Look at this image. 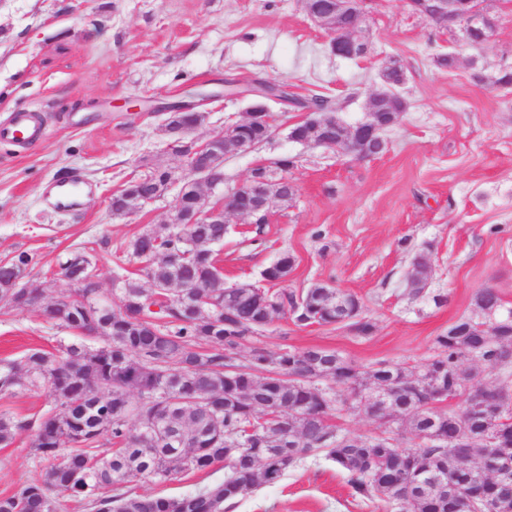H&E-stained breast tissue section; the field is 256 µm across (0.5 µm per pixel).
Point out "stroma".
<instances>
[{
    "mask_svg": "<svg viewBox=\"0 0 512 512\" xmlns=\"http://www.w3.org/2000/svg\"><path fill=\"white\" fill-rule=\"evenodd\" d=\"M496 20L486 44L459 42L413 15L406 0H367L363 57L332 54L328 34L300 0H0V121L24 107L47 135L31 149L0 144V260L33 255L30 279L45 300L68 291L58 261L77 247L95 249L98 284L112 289L128 241L167 219L176 191L125 217L110 200L131 178L158 164L180 170L162 124L170 107L210 94L198 137L242 119L260 80L299 95L319 93L349 123L362 120L379 72L398 61L408 109L385 131L386 150L358 160L288 137L303 112L281 113L265 143L224 161L231 188L258 164L293 158L296 195L274 209L263 232L233 217L218 257L225 285L261 284L281 254L294 259L285 283L298 291L329 282L356 295L373 330L299 326L276 318L257 340L270 351L322 347L360 368L380 361L420 368L434 339L474 313L482 288L512 309V90L493 79L512 70V0H486ZM454 53L452 70L438 53ZM78 183L79 201L54 200L56 184ZM431 258L426 286L410 295L416 254ZM80 337L46 323L37 308L0 310V360L30 348L56 351ZM29 434L0 446V496L37 479ZM223 465L157 483L140 494L177 497L223 481ZM233 512H383L352 495L349 477L325 458H309L277 485L241 498Z\"/></svg>",
    "mask_w": 512,
    "mask_h": 512,
    "instance_id": "35a3bbf8",
    "label": "stroma"
}]
</instances>
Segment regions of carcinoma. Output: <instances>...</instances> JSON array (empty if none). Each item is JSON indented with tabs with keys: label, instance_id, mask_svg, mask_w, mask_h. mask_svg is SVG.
Instances as JSON below:
<instances>
[{
	"label": "carcinoma",
	"instance_id": "carcinoma-1",
	"mask_svg": "<svg viewBox=\"0 0 512 512\" xmlns=\"http://www.w3.org/2000/svg\"><path fill=\"white\" fill-rule=\"evenodd\" d=\"M292 106L308 111L288 135L309 136V119L331 111L329 98L284 93ZM237 140L256 146L268 135L261 126L233 122ZM168 168L156 166L130 180L112 196V213L135 212L124 207L127 191L152 193ZM226 224H162L129 242L128 263L137 277L119 267L112 304L104 306L98 285L77 273L98 262L85 247L71 250L59 262L70 282L69 293L42 309L46 322L62 329L95 332L104 344L61 345L54 352L31 348L18 359L0 364V395L44 391L49 408L22 416L0 411V445L16 435H31L33 455L42 465L39 479L0 498V512H65L64 500L86 501L88 512H228L238 500L265 486L278 484L288 470L307 458L325 457L350 476L353 494L381 503L385 512H512V479L495 477L487 463L512 460V421L500 422L504 396L512 391V366L487 394L484 406L459 412L436 404L472 388L477 360L498 367L503 349L512 347V309L499 293L483 288L474 298L481 317H462L434 339L436 355L417 374L402 364L378 362L360 370L334 351L318 347L273 353L261 344L250 347L249 365L228 362L249 339L260 334V288L253 284L224 287L213 245L224 241ZM33 256L23 251L0 266V303L6 308L34 305L43 292L27 279ZM293 258L283 254L263 270L272 281L288 279ZM159 284L164 291L152 304L142 303ZM293 308L299 326L343 325L366 336L372 324L361 317L362 305L342 294L336 308L334 289L314 284L298 293L272 292ZM321 354L320 379L340 390H323L299 378L300 366ZM277 366L280 378L261 376ZM399 386L382 410L369 413L391 434L349 437L328 423V417L359 404L374 389ZM208 398L221 408L217 418L201 417L196 399ZM264 408H279L291 422L288 429L246 427ZM172 421L183 429L174 442L154 430ZM438 440L418 442L427 430ZM498 435L503 444L487 443ZM413 441L408 447L405 441ZM235 445L224 481L180 497L140 495L132 483L141 479L166 482L183 471H203L224 459Z\"/></svg>",
	"mask_w": 512,
	"mask_h": 512
}]
</instances>
